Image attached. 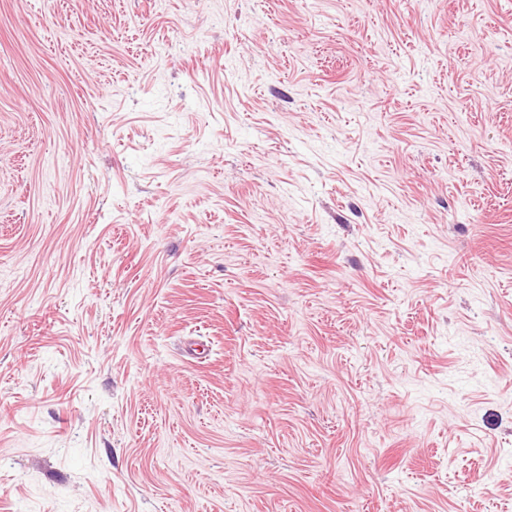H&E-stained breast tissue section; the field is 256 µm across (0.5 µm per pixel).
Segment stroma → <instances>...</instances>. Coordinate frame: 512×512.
<instances>
[{
  "label": "stroma",
  "instance_id": "1",
  "mask_svg": "<svg viewBox=\"0 0 512 512\" xmlns=\"http://www.w3.org/2000/svg\"><path fill=\"white\" fill-rule=\"evenodd\" d=\"M0 512H512V0H0Z\"/></svg>",
  "mask_w": 512,
  "mask_h": 512
}]
</instances>
